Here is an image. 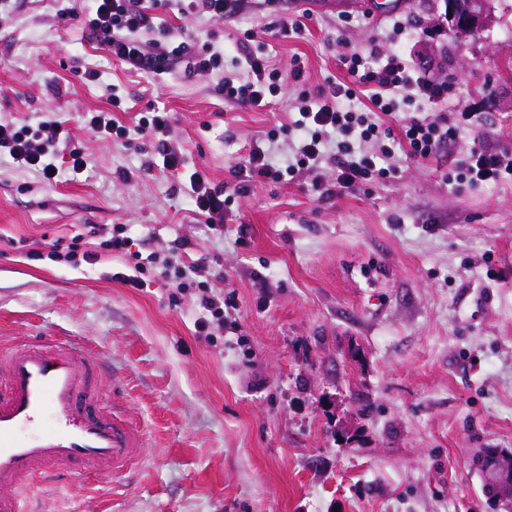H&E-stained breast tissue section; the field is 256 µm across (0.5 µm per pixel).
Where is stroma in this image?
Listing matches in <instances>:
<instances>
[{"instance_id": "1", "label": "stroma", "mask_w": 512, "mask_h": 512, "mask_svg": "<svg viewBox=\"0 0 512 512\" xmlns=\"http://www.w3.org/2000/svg\"><path fill=\"white\" fill-rule=\"evenodd\" d=\"M11 8L0 117L71 121L105 107L114 83L120 121L166 108L174 140L213 184L232 182L270 128L277 160L291 155V83L266 108L233 105L220 75L140 74L96 49L86 6L62 19L56 0ZM180 8L170 0L160 21L215 33L229 58L245 31L300 11L298 0H254L213 23ZM309 10L301 35L268 47L282 74L301 57L315 88L341 76V52L403 48L455 85L446 111L466 118L462 137L428 163L396 154L390 176L325 198L304 172L254 182L220 233L192 214L184 177L147 168L144 138L87 139V170L53 187L0 160V344L80 343L104 367L108 401L145 435L121 474L34 484L36 512H512V500L485 496L473 465L482 448L512 453V184L455 179L471 148L512 150V0H490L488 25L468 37L443 22L445 0H406L403 32L361 0ZM88 68L100 82L85 80ZM87 224L122 225L145 254L187 240L212 290L234 294L235 326L198 335L194 293L172 304L154 273L126 287L112 256L48 259Z\"/></svg>"}]
</instances>
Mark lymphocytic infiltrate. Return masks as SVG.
Masks as SVG:
<instances>
[{"label":"lymphocytic infiltrate","instance_id":"lymphocytic-infiltrate-1","mask_svg":"<svg viewBox=\"0 0 512 512\" xmlns=\"http://www.w3.org/2000/svg\"><path fill=\"white\" fill-rule=\"evenodd\" d=\"M89 29L93 41L112 58L134 70L153 74L166 73L173 64H184L187 76H209L232 66L219 87L225 102L252 108L267 106L277 90L273 61L258 42L255 32H247L242 58L225 61L223 49L213 42L198 43L195 36L157 24L153 13L142 0H90ZM345 70L342 79L328 88L301 90L293 121L299 131L294 159L286 165L274 164L270 152L251 148L232 174L234 186L212 185L200 169H187L184 152L171 141L170 119L166 111L156 109L142 117L136 128H128L113 117V107L121 98L116 85H109L108 109L85 112L80 117L83 130L91 136L129 141L131 135L153 139L163 169L185 171L190 185L189 196L195 213L206 216L210 229L220 231L236 197L248 190L259 178L280 181L308 172L317 175V188H324L319 177L327 139L340 135L337 145L336 182L344 189H355L376 175H386L385 162L396 153L416 161L435 158L442 144L456 140L462 133L456 121L447 116L431 120L413 117L392 128L382 126L380 116L398 112L401 106L439 109L447 105L453 87L448 81L434 80L417 67L404 51L372 45L368 56L341 54ZM378 141L375 152L364 150L369 141ZM68 146L72 175L82 174L91 158L84 142L54 115L43 114L36 123L0 119V156L9 157L17 167L38 174L46 185L60 183L62 174L56 164L59 146ZM512 178V151L471 149L461 165L459 181L473 187L498 185ZM88 237L98 239L101 251L122 258L121 271L114 280L131 288L143 287L149 269H157L169 280L174 295L198 289L201 316L196 321L199 335L212 336L224 328V311L233 307V298L215 294L209 287L211 276L207 261H186L185 243L174 240L164 257L142 255L132 248L122 227L91 224Z\"/></svg>","mask_w":512,"mask_h":512}]
</instances>
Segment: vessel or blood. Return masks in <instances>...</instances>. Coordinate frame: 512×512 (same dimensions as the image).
Returning <instances> with one entry per match:
<instances>
[{
    "label": "vessel or blood",
    "instance_id": "1",
    "mask_svg": "<svg viewBox=\"0 0 512 512\" xmlns=\"http://www.w3.org/2000/svg\"><path fill=\"white\" fill-rule=\"evenodd\" d=\"M142 431L103 398L100 365L71 341L0 348V512H28L24 488L54 470L116 475Z\"/></svg>",
    "mask_w": 512,
    "mask_h": 512
}]
</instances>
